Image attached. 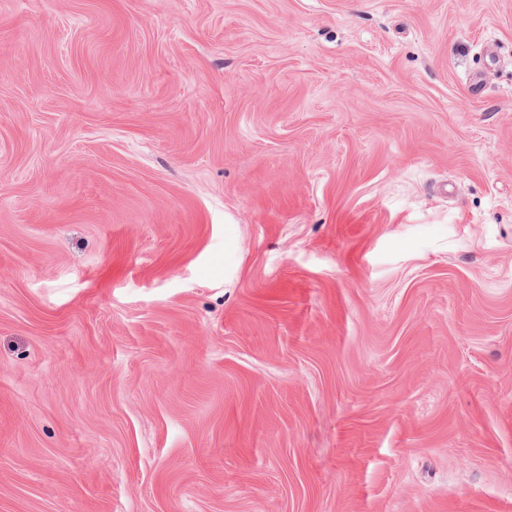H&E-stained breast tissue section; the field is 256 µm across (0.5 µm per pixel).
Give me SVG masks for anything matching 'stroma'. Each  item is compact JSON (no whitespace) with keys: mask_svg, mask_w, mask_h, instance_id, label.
I'll return each mask as SVG.
<instances>
[{"mask_svg":"<svg viewBox=\"0 0 512 512\" xmlns=\"http://www.w3.org/2000/svg\"><path fill=\"white\" fill-rule=\"evenodd\" d=\"M0 512H512V0H0Z\"/></svg>","mask_w":512,"mask_h":512,"instance_id":"35a3bbf8","label":"stroma"}]
</instances>
